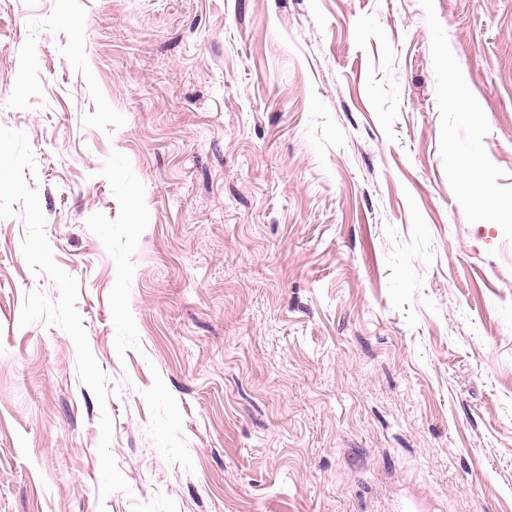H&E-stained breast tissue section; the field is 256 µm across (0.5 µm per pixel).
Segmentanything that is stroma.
<instances>
[{"label":"stroma","instance_id":"stroma-1","mask_svg":"<svg viewBox=\"0 0 512 512\" xmlns=\"http://www.w3.org/2000/svg\"><path fill=\"white\" fill-rule=\"evenodd\" d=\"M512 512V0H0V512Z\"/></svg>","mask_w":512,"mask_h":512}]
</instances>
